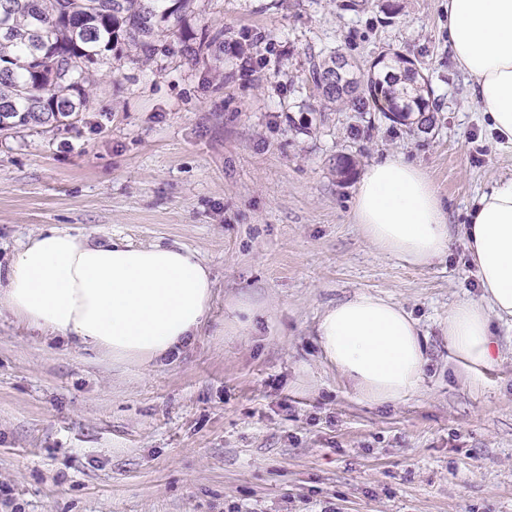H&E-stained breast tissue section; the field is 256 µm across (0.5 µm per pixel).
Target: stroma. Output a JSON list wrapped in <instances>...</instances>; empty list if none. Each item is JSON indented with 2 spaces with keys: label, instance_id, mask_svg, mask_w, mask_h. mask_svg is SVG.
Returning a JSON list of instances; mask_svg holds the SVG:
<instances>
[{
  "label": "stroma",
  "instance_id": "35a3bbf8",
  "mask_svg": "<svg viewBox=\"0 0 512 512\" xmlns=\"http://www.w3.org/2000/svg\"><path fill=\"white\" fill-rule=\"evenodd\" d=\"M447 26L448 0H197L152 61L114 50L73 124L0 131L1 264L57 228L185 246L215 282L206 326L148 369L0 316V512H512V324L493 321L501 358L476 386L441 330L480 296L463 230L512 149ZM334 51L421 64L431 127L321 109L310 59ZM389 155L448 211V251L423 268L353 222L361 175ZM360 291L427 339L421 387L395 404L359 403L314 336Z\"/></svg>",
  "mask_w": 512,
  "mask_h": 512
}]
</instances>
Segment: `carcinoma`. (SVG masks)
<instances>
[{"instance_id":"cac0c4a2","label":"carcinoma","mask_w":512,"mask_h":512,"mask_svg":"<svg viewBox=\"0 0 512 512\" xmlns=\"http://www.w3.org/2000/svg\"><path fill=\"white\" fill-rule=\"evenodd\" d=\"M194 0H0V130L61 123L86 111L99 65L122 45L147 61L157 38L180 30ZM385 74L346 56L312 59L315 96L325 109L380 112L401 125H432L429 80L393 54ZM387 98L390 106L379 104Z\"/></svg>"}]
</instances>
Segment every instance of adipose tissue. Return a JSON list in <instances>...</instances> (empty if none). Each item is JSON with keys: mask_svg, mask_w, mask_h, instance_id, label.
<instances>
[{"mask_svg": "<svg viewBox=\"0 0 512 512\" xmlns=\"http://www.w3.org/2000/svg\"><path fill=\"white\" fill-rule=\"evenodd\" d=\"M448 43L489 131L512 147V0H448ZM353 219L379 255L406 265L428 266L448 250L439 192L400 156L364 171ZM464 235L482 295L453 305L444 333L455 362L475 376L499 360L492 320L512 322V178L479 197ZM214 288L208 267L185 247L96 243L52 229L23 242L0 274V313L147 368L207 322ZM315 332L326 364L362 401L393 404L420 388L424 337L390 297L361 291L326 306Z\"/></svg>", "mask_w": 512, "mask_h": 512, "instance_id": "obj_1", "label": "adipose tissue"}]
</instances>
